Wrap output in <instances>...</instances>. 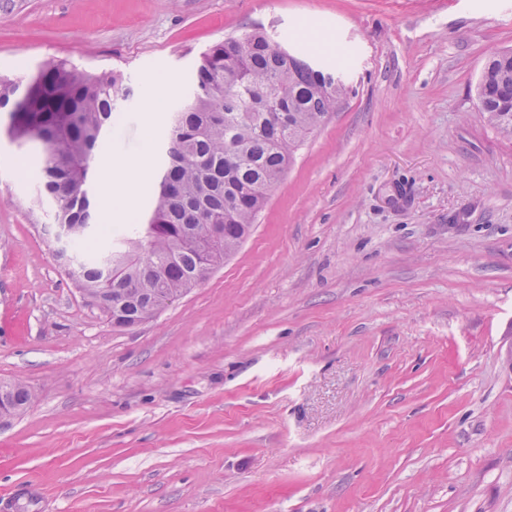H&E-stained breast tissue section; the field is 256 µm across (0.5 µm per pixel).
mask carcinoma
I'll return each mask as SVG.
<instances>
[{
    "label": "carcinoma",
    "instance_id": "1",
    "mask_svg": "<svg viewBox=\"0 0 512 512\" xmlns=\"http://www.w3.org/2000/svg\"><path fill=\"white\" fill-rule=\"evenodd\" d=\"M117 72L92 74L57 63L25 86L0 78V112L9 136L45 146L34 203L48 205L68 242L58 250L78 288L127 295L121 327L205 279L204 267L224 264V250L248 236L295 150L349 93L345 76L245 31L206 50L190 95L174 112L144 222L130 224L105 253L84 256L81 242L94 222L95 166L119 102L131 90ZM479 112L512 140V51L489 57L475 85ZM219 248L205 255L189 246L213 231ZM0 397L19 413L33 401L20 380L0 383Z\"/></svg>",
    "mask_w": 512,
    "mask_h": 512
}]
</instances>
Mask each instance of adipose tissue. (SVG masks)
Here are the masks:
<instances>
[{"mask_svg": "<svg viewBox=\"0 0 512 512\" xmlns=\"http://www.w3.org/2000/svg\"><path fill=\"white\" fill-rule=\"evenodd\" d=\"M96 175L108 187L106 199L112 204L113 217L126 218L134 211L138 184L148 175V157L143 154L133 160L118 161L105 157Z\"/></svg>", "mask_w": 512, "mask_h": 512, "instance_id": "1", "label": "adipose tissue"}]
</instances>
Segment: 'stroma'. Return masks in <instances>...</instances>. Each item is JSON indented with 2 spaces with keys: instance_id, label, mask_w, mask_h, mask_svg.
<instances>
[{
  "instance_id": "obj_1",
  "label": "stroma",
  "mask_w": 512,
  "mask_h": 512,
  "mask_svg": "<svg viewBox=\"0 0 512 512\" xmlns=\"http://www.w3.org/2000/svg\"><path fill=\"white\" fill-rule=\"evenodd\" d=\"M252 29L350 92L224 265L131 328L66 276L0 112V381L35 395L0 512H512V140L474 92L512 0H0V76L123 74L106 151L154 171L201 52Z\"/></svg>"
}]
</instances>
